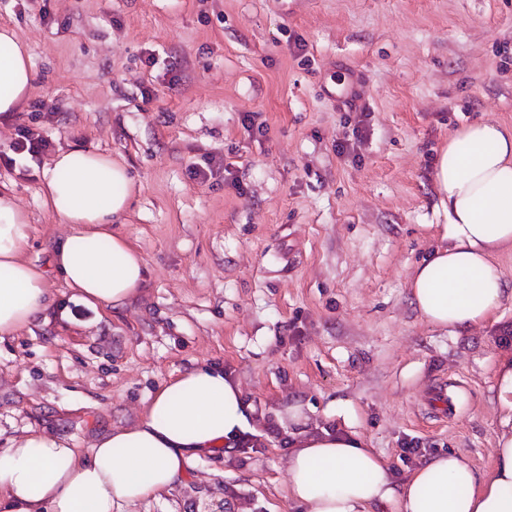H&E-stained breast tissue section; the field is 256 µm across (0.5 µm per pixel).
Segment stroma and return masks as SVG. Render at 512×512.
Returning <instances> with one entry per match:
<instances>
[{
    "label": "stroma",
    "instance_id": "35a3bbf8",
    "mask_svg": "<svg viewBox=\"0 0 512 512\" xmlns=\"http://www.w3.org/2000/svg\"><path fill=\"white\" fill-rule=\"evenodd\" d=\"M3 24L33 88L0 118V191L28 217L21 256L49 301L0 338V451L35 431L89 453L159 384L209 364L238 381L252 436L126 512H299L285 496L294 404L322 425L341 410L397 478L407 441L490 470L512 300L452 337L419 315L411 278L447 244L434 170L449 134L486 118L512 129V0H0ZM22 126L49 151L5 163ZM70 148L133 180L112 231L146 277L113 309L75 300L50 265L66 227L39 189Z\"/></svg>",
    "mask_w": 512,
    "mask_h": 512
}]
</instances>
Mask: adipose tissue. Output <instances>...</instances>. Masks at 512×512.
<instances>
[{"label":"adipose tissue","instance_id":"ef3b65f1","mask_svg":"<svg viewBox=\"0 0 512 512\" xmlns=\"http://www.w3.org/2000/svg\"><path fill=\"white\" fill-rule=\"evenodd\" d=\"M32 87L29 56L0 27V114L17 111ZM434 183L448 217L447 247L419 264L413 303L429 324L457 335L486 325L512 294L493 262L512 247V129L482 120L449 134ZM133 186L111 155L72 149L54 155L40 188L50 214L68 227L52 264L78 299L125 303L144 261L112 224ZM27 218L0 192V337L45 307L44 272L21 257ZM498 433L483 474L454 452L430 457L402 481L357 433L317 427L293 432L286 495L301 512H512V354L495 360ZM249 406L223 369L200 365L163 382L139 421L101 436L89 454L29 433L0 451V512H120L171 491L186 464L244 440Z\"/></svg>","mask_w":512,"mask_h":512}]
</instances>
